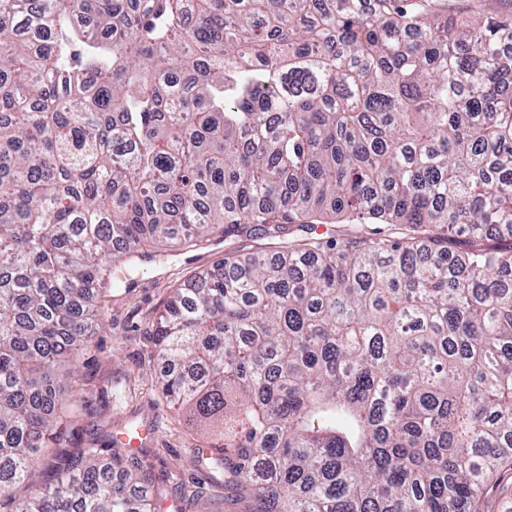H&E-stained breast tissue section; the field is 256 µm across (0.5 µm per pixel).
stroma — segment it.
<instances>
[{"label":"stroma","mask_w":512,"mask_h":512,"mask_svg":"<svg viewBox=\"0 0 512 512\" xmlns=\"http://www.w3.org/2000/svg\"><path fill=\"white\" fill-rule=\"evenodd\" d=\"M239 238L210 239L184 248H153L148 260L115 264L114 279L129 283L116 290L105 308L91 347L75 360L87 372L81 399L83 440L107 444L121 428L145 430L136 456L149 467L156 487L175 512H247L248 502L230 486L212 480L196 462L198 443L188 417L162 397L157 378L163 364L154 346V317L171 288L224 254L238 251Z\"/></svg>","instance_id":"35a3bbf8"}]
</instances>
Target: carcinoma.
Instances as JSON below:
<instances>
[{"instance_id": "obj_1", "label": "carcinoma", "mask_w": 512, "mask_h": 512, "mask_svg": "<svg viewBox=\"0 0 512 512\" xmlns=\"http://www.w3.org/2000/svg\"><path fill=\"white\" fill-rule=\"evenodd\" d=\"M510 81L512 15L448 0H0V503L156 512L59 439L87 291L259 231L154 319L197 462L255 512H472L512 468Z\"/></svg>"}]
</instances>
